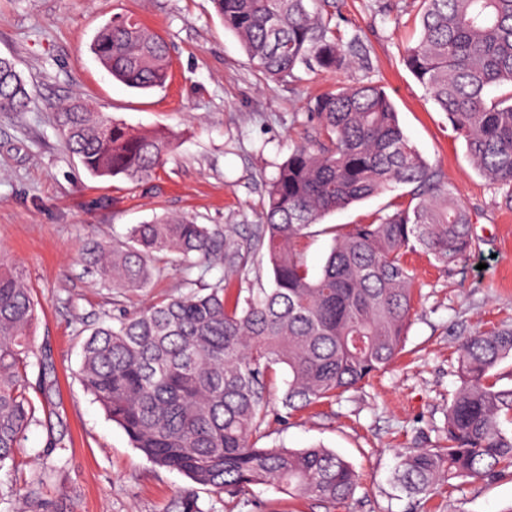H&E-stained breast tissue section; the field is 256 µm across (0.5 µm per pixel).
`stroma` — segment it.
Returning <instances> with one entry per match:
<instances>
[{
    "mask_svg": "<svg viewBox=\"0 0 512 512\" xmlns=\"http://www.w3.org/2000/svg\"><path fill=\"white\" fill-rule=\"evenodd\" d=\"M420 0H337L344 37L359 36L368 60L339 74L301 72L270 81L250 64L211 0H0V57L12 59L31 92L24 112H0V259L17 266L37 303L33 336L52 363L56 391L32 390L36 406L58 404L31 426L21 453L44 465L49 436L68 445L65 473L52 477L48 512H167L191 493L200 512H224L223 496L156 466L108 420L77 377L90 328L187 292L177 255L160 263L150 288L124 292L98 284L84 254L122 240L129 225L178 214L241 237L262 221L265 189L292 149L315 139L313 98L337 83L379 82L404 132L469 209L477 247L443 267L408 255L417 298L396 366L330 403L286 412L287 374L275 366L265 448L315 444L335 451L360 478L354 497L327 505L257 485L235 512H507L512 478L475 481L429 499L393 483L399 453L444 445L448 397L458 385L457 348L477 329L512 323V205L482 177L421 84L405 68L417 42ZM127 14L161 35L171 79L147 91L112 79L90 45L113 15ZM81 93L128 125L173 132L177 148L148 183L92 177L53 120L60 102ZM408 187L374 196L310 226L300 242L318 275L334 238L392 212Z\"/></svg>",
    "mask_w": 512,
    "mask_h": 512,
    "instance_id": "stroma-1",
    "label": "stroma"
}]
</instances>
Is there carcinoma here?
<instances>
[{
  "label": "carcinoma",
  "mask_w": 512,
  "mask_h": 512,
  "mask_svg": "<svg viewBox=\"0 0 512 512\" xmlns=\"http://www.w3.org/2000/svg\"><path fill=\"white\" fill-rule=\"evenodd\" d=\"M253 67L271 80L301 69L336 73L359 52L332 20L336 0H212ZM419 41L403 61L476 168L508 188L512 203V0H421ZM92 51L130 88L170 77L165 41L139 20L115 15ZM509 87L504 97L492 91ZM29 93L13 60L0 57V112H24ZM318 139L296 146L268 186L264 220L237 240L182 215L127 229L99 244L88 264L101 283L125 291L151 286L155 261L180 258L190 274L224 267L212 284L170 296L118 325L92 329L78 370L84 389L143 456L197 485L234 499L272 484L326 503L351 499L359 483L336 452L258 446L269 414L273 366L288 371L281 400L297 411L357 388L400 355L414 310L408 252L449 266L476 246L468 209L404 133L384 87L342 85L314 100ZM69 151L95 177L154 179L174 151L171 136L134 130L76 96L56 113ZM404 184L410 199L391 213L353 224L336 240L322 271L310 275L298 252L305 230L326 215ZM267 259L268 288L230 287L229 274ZM37 303L22 274L0 263V469L17 460L39 422L28 370L37 352ZM512 358V327L476 330L459 344V384L448 398V445L408 448L396 480L424 498L474 481L512 476V386L493 370ZM63 438H52L49 466L0 492L27 512H44L52 475L64 471Z\"/></svg>",
  "instance_id": "carcinoma-1"
}]
</instances>
